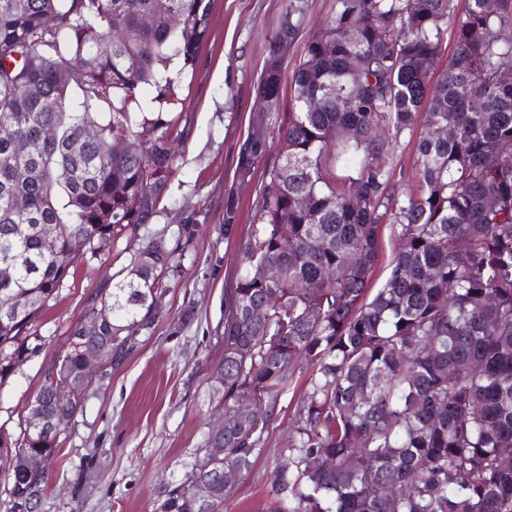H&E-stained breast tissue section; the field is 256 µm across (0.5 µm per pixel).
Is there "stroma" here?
<instances>
[{
  "instance_id": "stroma-1",
  "label": "stroma",
  "mask_w": 512,
  "mask_h": 512,
  "mask_svg": "<svg viewBox=\"0 0 512 512\" xmlns=\"http://www.w3.org/2000/svg\"><path fill=\"white\" fill-rule=\"evenodd\" d=\"M283 0H212L210 37L195 69L178 78L188 116L175 140V172L152 223L124 231L73 268L41 318L54 337L0 387V433L18 438L44 374L99 289L122 280L132 255L154 233L177 249L167 291L150 328L134 329L123 363L95 382L50 468L40 512H154L165 486L184 480L224 411L209 377L224 356V291L240 272L238 239L266 184L263 169L240 181L237 154L254 125L266 44ZM235 191L240 219L224 232V197ZM312 373L296 368L280 398L264 450L224 512H269L278 498L271 473L288 455L300 398Z\"/></svg>"
}]
</instances>
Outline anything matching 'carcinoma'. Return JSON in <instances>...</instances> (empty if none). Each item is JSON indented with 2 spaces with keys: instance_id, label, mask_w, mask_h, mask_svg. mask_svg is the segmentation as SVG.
I'll use <instances>...</instances> for the list:
<instances>
[{
  "instance_id": "1",
  "label": "carcinoma",
  "mask_w": 512,
  "mask_h": 512,
  "mask_svg": "<svg viewBox=\"0 0 512 512\" xmlns=\"http://www.w3.org/2000/svg\"><path fill=\"white\" fill-rule=\"evenodd\" d=\"M300 2L284 0L268 54L304 28ZM209 36L210 0H0V255L17 258L14 280L0 283V387L53 341L37 323L70 270L98 254L97 240L159 213L175 172L166 143L185 120L164 111L178 103L167 72L194 68ZM143 84L159 102L147 115L136 111ZM286 84V119L238 153L237 173L261 166L269 181L224 298V414L245 392L262 414L224 427V455L200 453L155 512H198L192 483L202 471L213 512H224L237 492L224 469H252L302 361L314 369L288 459L271 473L273 512H512V152H501L512 144V0L492 10L486 0L462 9L458 0H332L299 63L266 73L259 90L278 105ZM420 120L417 189L402 190L394 153ZM87 124L100 135L75 154ZM44 125L57 140L41 139ZM21 139L30 149L17 157ZM15 166L29 169L27 181L14 182ZM17 194L24 212L10 206ZM105 212L112 221L98 223ZM237 220L231 190L224 234ZM387 223L397 246L374 289ZM28 224L53 225L55 253ZM152 250L151 265L101 289L112 319L98 335L79 341L70 331L34 400L47 417L82 410L84 347L118 366L125 333L152 324L177 248L149 238L140 251ZM262 265L279 278L262 279ZM56 381L73 387V402L54 401ZM58 448L42 430L14 442L0 433L5 512H35L47 473L29 475L26 459L50 465Z\"/></svg>"
}]
</instances>
